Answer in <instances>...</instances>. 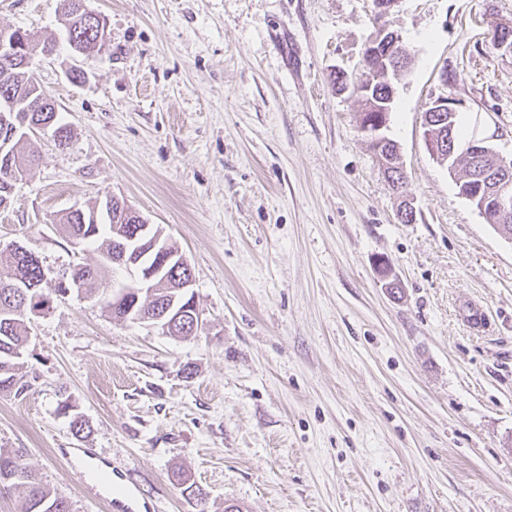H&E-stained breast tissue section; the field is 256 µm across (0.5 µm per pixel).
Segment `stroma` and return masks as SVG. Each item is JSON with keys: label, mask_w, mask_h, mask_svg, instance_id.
<instances>
[{"label": "stroma", "mask_w": 512, "mask_h": 512, "mask_svg": "<svg viewBox=\"0 0 512 512\" xmlns=\"http://www.w3.org/2000/svg\"><path fill=\"white\" fill-rule=\"evenodd\" d=\"M108 45L84 60L62 0H0V29L56 40L36 59L74 145L40 160L0 210V245L24 243L47 280L98 258L60 213L104 195L160 227L191 263L203 328L182 339L55 298L31 325L23 374L0 395V446L75 512L81 474L139 491L136 512H512V239L429 153L440 74L512 158V52L491 25L512 0H399L411 54L388 134L416 207L397 197L359 130L373 0H87ZM400 283L390 294L378 273ZM493 330L474 331L469 306ZM72 414L89 433L73 435Z\"/></svg>", "instance_id": "obj_1"}]
</instances>
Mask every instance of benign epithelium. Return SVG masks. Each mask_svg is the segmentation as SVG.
<instances>
[{
    "label": "benign epithelium",
    "mask_w": 512,
    "mask_h": 512,
    "mask_svg": "<svg viewBox=\"0 0 512 512\" xmlns=\"http://www.w3.org/2000/svg\"><path fill=\"white\" fill-rule=\"evenodd\" d=\"M399 0H376L374 26L375 33L366 43L362 54L363 75L354 81L351 90L354 96L369 103V108L362 114L360 130L375 147L380 151L384 145L392 146L393 142L386 135L388 127L389 101L394 99L395 81L399 79L407 60V51L402 44L401 35L391 29L388 16L392 8ZM61 25L66 30H73L89 26L97 32V47L103 49L107 45V25L105 18L90 10L84 0L76 3L74 12L64 14L61 17ZM492 40L495 46L508 52H512V21L498 22L494 26ZM34 56L28 47H23L18 41V35L10 32H0V71L3 76H8L16 66H31ZM442 92L431 101V114L445 119V113L458 112L464 107V102L455 94L448 93V71L441 75ZM383 87L389 94V98L380 100L377 98V89ZM432 119L425 118V140L429 152L434 159L440 161L446 155L456 152L454 141L451 137L440 134L433 129ZM52 133L53 140H58L59 133L50 127L48 123H36L30 119L26 112L18 111L16 104L7 97L0 98V137L4 143L0 144V158L10 170H15L13 155L10 145L18 138L30 140L42 133ZM384 173L392 190L401 198V213H409L414 210L413 201L406 179L399 181L393 178V173L404 174L401 159L397 158L392 164L381 163ZM493 208L501 215L512 213V196L508 194L507 187H502L492 195ZM135 235L142 240L150 241L152 250L157 255L156 264L150 269L138 267L139 261L135 259L134 238L127 235L119 225H114L112 234V268H120L127 272L131 278V285L135 300L140 296H152L159 278L166 273L171 266L187 269V275L179 279L175 294L167 298L164 311L152 313L146 308L130 307L127 314L133 317L137 323H149L160 327L167 335L176 333V329L192 327V330L202 329L203 321L196 303L193 290V275L187 258L164 236L163 232L156 229L155 225L144 223L137 226Z\"/></svg>",
    "instance_id": "1"
}]
</instances>
